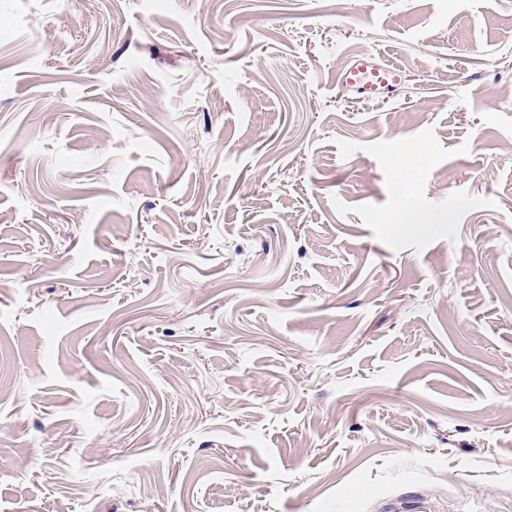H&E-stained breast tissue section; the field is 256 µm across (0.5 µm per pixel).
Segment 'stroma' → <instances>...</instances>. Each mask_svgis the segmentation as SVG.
<instances>
[{"label": "stroma", "mask_w": 512, "mask_h": 512, "mask_svg": "<svg viewBox=\"0 0 512 512\" xmlns=\"http://www.w3.org/2000/svg\"><path fill=\"white\" fill-rule=\"evenodd\" d=\"M508 91L512 0H0V512H512ZM402 75L397 66L385 64L374 57H357L339 73L338 82L357 92L396 94Z\"/></svg>", "instance_id": "35a3bbf8"}]
</instances>
